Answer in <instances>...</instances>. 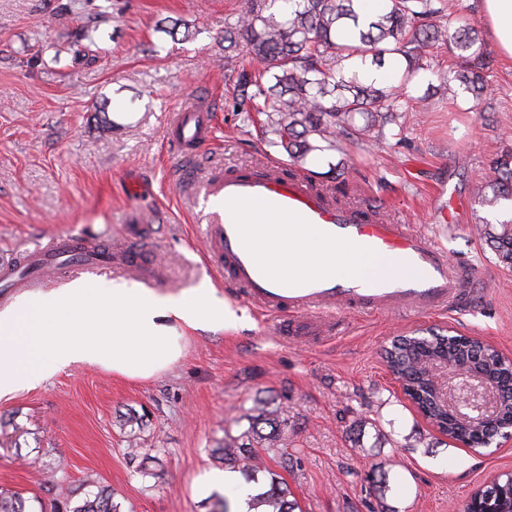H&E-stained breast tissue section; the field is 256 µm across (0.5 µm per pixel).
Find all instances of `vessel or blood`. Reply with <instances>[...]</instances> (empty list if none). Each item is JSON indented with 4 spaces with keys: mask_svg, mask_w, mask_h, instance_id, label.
I'll use <instances>...</instances> for the list:
<instances>
[{
    "mask_svg": "<svg viewBox=\"0 0 512 512\" xmlns=\"http://www.w3.org/2000/svg\"><path fill=\"white\" fill-rule=\"evenodd\" d=\"M211 136L208 114L187 102L177 107L168 138L180 158L192 156ZM198 194L210 209L203 236L206 256L244 304L277 318L279 336L333 333L335 315L343 311L422 313L462 308L475 296L470 269L449 263L444 248L367 205L337 203L306 175H287L266 163L212 177ZM265 224L287 225L288 238L276 248L282 256L291 253L299 231L311 229L331 249L354 248L387 258L388 264L342 279L328 268L282 276L256 244ZM111 264V246L80 235H58L23 247L0 261V305L37 281L89 275ZM121 264L140 277L151 272L150 260L135 244L124 251Z\"/></svg>",
    "mask_w": 512,
    "mask_h": 512,
    "instance_id": "obj_1",
    "label": "vessel or blood"
}]
</instances>
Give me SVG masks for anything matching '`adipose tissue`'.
Returning <instances> with one entry per match:
<instances>
[{
	"instance_id": "obj_1",
	"label": "adipose tissue",
	"mask_w": 512,
	"mask_h": 512,
	"mask_svg": "<svg viewBox=\"0 0 512 512\" xmlns=\"http://www.w3.org/2000/svg\"><path fill=\"white\" fill-rule=\"evenodd\" d=\"M481 20L498 50L512 59V0H483ZM326 265L348 275L371 262L354 249L330 250L308 234L296 261L275 263L287 275ZM237 320L211 288L173 295L124 282L102 288L77 280L59 292L31 294L0 312V397L19 391L25 380L73 365L99 364L117 375L147 379L180 357L174 325L199 330Z\"/></svg>"
}]
</instances>
